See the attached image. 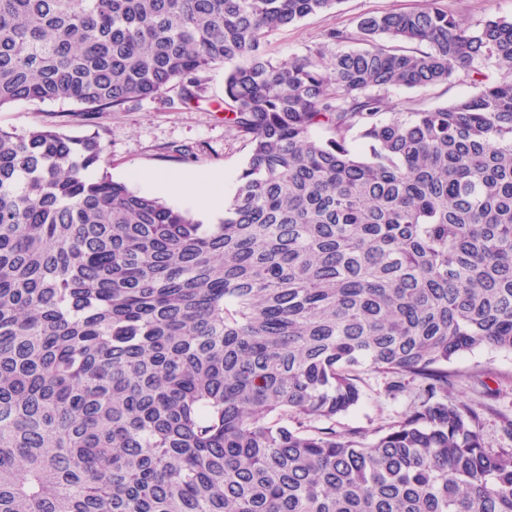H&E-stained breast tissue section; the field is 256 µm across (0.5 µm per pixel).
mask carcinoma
<instances>
[{"mask_svg": "<svg viewBox=\"0 0 512 512\" xmlns=\"http://www.w3.org/2000/svg\"><path fill=\"white\" fill-rule=\"evenodd\" d=\"M340 2L0 0V109L187 105L222 65L250 146L205 224L89 177L95 136L0 129V512H512V448L448 401L512 353V18L425 0L270 56ZM369 371L419 407L336 429ZM476 91L477 89L471 84L470 79L460 73L447 85L428 89L391 88L386 92V96L391 104L398 108L416 107L412 106V103L418 104L419 108H430L449 104L459 97L473 94Z\"/></svg>", "mask_w": 512, "mask_h": 512, "instance_id": "obj_1", "label": "carcinoma"}]
</instances>
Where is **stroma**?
<instances>
[{
    "instance_id": "35a3bbf8",
    "label": "stroma",
    "mask_w": 512,
    "mask_h": 512,
    "mask_svg": "<svg viewBox=\"0 0 512 512\" xmlns=\"http://www.w3.org/2000/svg\"><path fill=\"white\" fill-rule=\"evenodd\" d=\"M424 0H341L336 10L307 17L294 27L272 35L268 50L277 60L305 55L324 42L336 25L353 26L368 11L418 8ZM201 100L191 105L170 107L165 98L134 100L115 112L88 114L72 103L16 102L0 109V127L24 132L54 124L76 135H97L108 158L106 170L113 180L127 183L133 191L145 192L140 178L154 173H218L224 177V195L232 197L249 154L224 122V69L212 67L200 76ZM465 75L445 85L428 89L392 88L386 93L400 108L418 104L422 108L442 106L475 93ZM187 146L191 155L179 156L175 147ZM459 378L448 391L452 402H463L481 417L480 435L486 447L512 448L503 432L505 419H512V354L482 348L451 363ZM419 386L390 394L382 375L366 376L365 393L357 406L337 421L338 428L368 430L401 420L419 406Z\"/></svg>"
}]
</instances>
